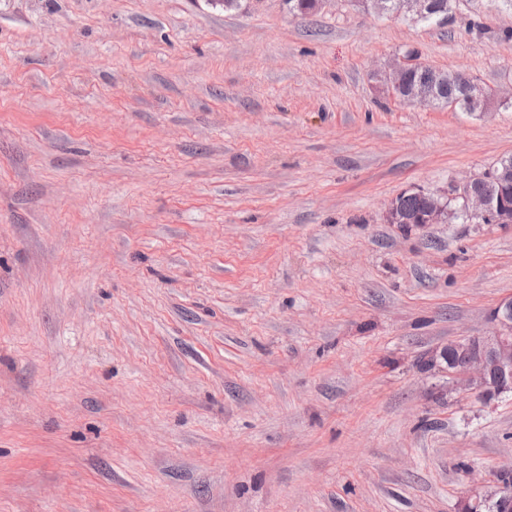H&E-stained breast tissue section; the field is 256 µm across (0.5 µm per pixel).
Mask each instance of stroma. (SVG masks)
Listing matches in <instances>:
<instances>
[{
    "instance_id": "35a3bbf8",
    "label": "stroma",
    "mask_w": 512,
    "mask_h": 512,
    "mask_svg": "<svg viewBox=\"0 0 512 512\" xmlns=\"http://www.w3.org/2000/svg\"><path fill=\"white\" fill-rule=\"evenodd\" d=\"M512 12L0 0V512H458L512 393L441 355L512 224L386 223L512 155ZM486 113L408 106L397 54ZM425 1L427 4V9L425 6ZM459 0H411L408 3L411 5L409 11L415 15L417 18L424 14V10L426 9L425 15L418 19L414 20L407 17H400L398 12H392L391 16L393 18H398L405 20L410 23L415 24H427V25H435V26H445L448 24V19L452 18L453 12L456 9L457 3ZM405 57L413 59L416 62L407 67L406 83L410 87L433 85L436 99L435 106L448 107V103L453 104L454 108L461 112H467L471 115L481 114L488 108V104L493 98L491 90H487L486 101L482 103L474 102L466 93V85L474 82L471 77H467L458 72L445 71L433 68L419 61V53L415 49L404 51ZM406 60L404 56L395 58L392 66V72L387 79V90L394 97H408L414 103H432L433 93L429 87L420 89H410L405 83ZM470 88L478 97L485 96V89L481 85L470 83ZM428 190L418 189L404 191L392 200L386 209L385 217L389 224H399L404 227L421 226L426 224H442L448 222L452 212L445 204L431 200L424 213L411 214L424 210L427 203ZM407 210V211H406ZM409 211V212H408Z\"/></svg>"
}]
</instances>
